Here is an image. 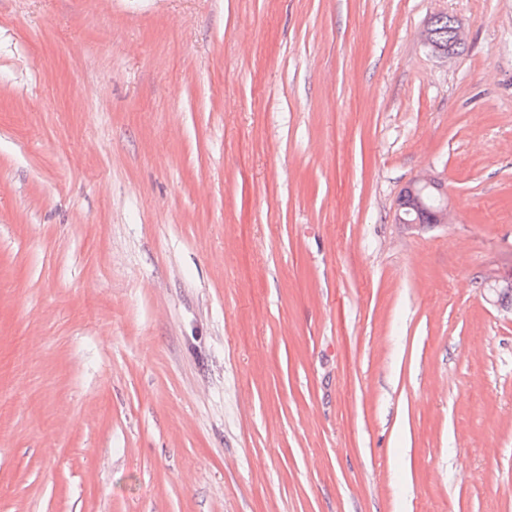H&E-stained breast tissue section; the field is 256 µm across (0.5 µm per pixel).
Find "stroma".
Listing matches in <instances>:
<instances>
[{
    "mask_svg": "<svg viewBox=\"0 0 512 512\" xmlns=\"http://www.w3.org/2000/svg\"><path fill=\"white\" fill-rule=\"evenodd\" d=\"M508 276L512 0H0V512H512ZM429 25L436 32V37L442 45L436 40L434 31H432L428 25L422 31V42L428 48H430L432 52L438 55L448 56V54H453V50L455 47L466 44L467 42V33L462 23L455 20V24L452 30V39L448 43L450 30L452 29L453 26L451 18L448 17V15H439L431 18ZM463 48L464 45L458 47L456 51ZM439 183L435 178L428 175H421L412 180L405 188V198L403 203V196L399 197V208H407L402 216L398 212L397 220L400 224H407L413 226L415 224H425V217H429L430 224H449V211L448 195L447 193L442 196V199L437 205H430L426 192L432 187H437Z\"/></svg>",
    "mask_w": 512,
    "mask_h": 512,
    "instance_id": "stroma-1",
    "label": "stroma"
}]
</instances>
